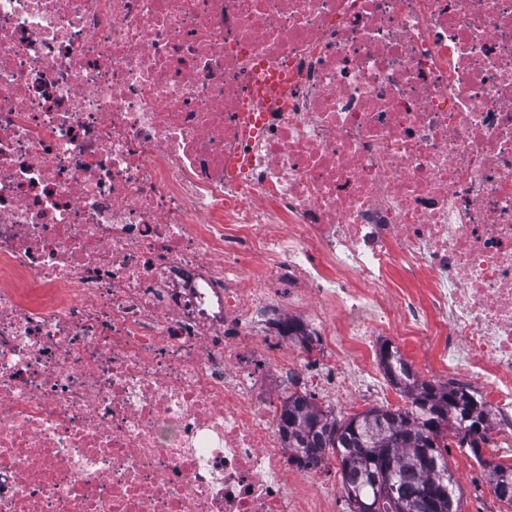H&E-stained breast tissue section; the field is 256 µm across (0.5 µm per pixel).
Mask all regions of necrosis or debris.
<instances>
[{
  "mask_svg": "<svg viewBox=\"0 0 512 512\" xmlns=\"http://www.w3.org/2000/svg\"><path fill=\"white\" fill-rule=\"evenodd\" d=\"M383 336L512 455V0H0V512H336Z\"/></svg>",
  "mask_w": 512,
  "mask_h": 512,
  "instance_id": "4bbe7bcc",
  "label": "necrosis or debris"
}]
</instances>
